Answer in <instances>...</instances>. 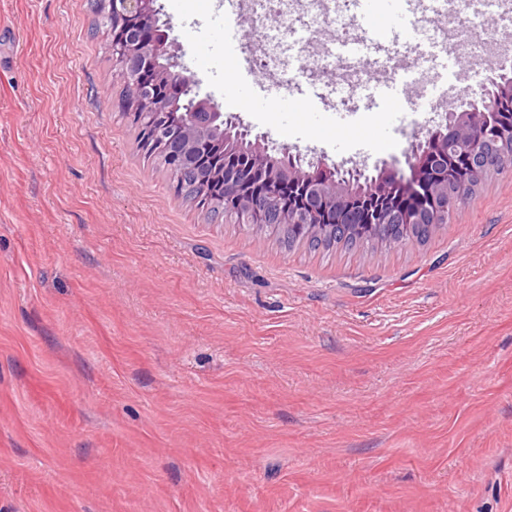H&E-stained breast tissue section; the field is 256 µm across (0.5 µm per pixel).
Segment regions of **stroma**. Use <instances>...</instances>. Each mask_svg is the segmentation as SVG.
I'll return each instance as SVG.
<instances>
[{
  "label": "stroma",
  "instance_id": "1",
  "mask_svg": "<svg viewBox=\"0 0 512 512\" xmlns=\"http://www.w3.org/2000/svg\"><path fill=\"white\" fill-rule=\"evenodd\" d=\"M158 3L201 96L344 171L408 174L479 96L440 75L417 125L366 90L344 119L302 72L364 29L244 18L230 60L219 0ZM96 19L0 0V512H512V166L426 245L281 249L173 195Z\"/></svg>",
  "mask_w": 512,
  "mask_h": 512
}]
</instances>
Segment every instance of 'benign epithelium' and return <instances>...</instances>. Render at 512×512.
I'll use <instances>...</instances> for the list:
<instances>
[{
  "label": "benign epithelium",
  "instance_id": "1",
  "mask_svg": "<svg viewBox=\"0 0 512 512\" xmlns=\"http://www.w3.org/2000/svg\"><path fill=\"white\" fill-rule=\"evenodd\" d=\"M156 0H106L113 24L124 30L134 27L137 38L121 39L112 45V65L126 88L130 111L138 117L147 147H156L173 162L171 173L183 178L180 164L192 162V189L199 196L213 192L221 182L224 198L237 202L239 212L224 219L259 233L258 224H309L316 226V212L321 208L339 214L355 202H384L393 195L394 186L386 179H373L362 185L352 178H337L328 172L315 178L303 167L302 155L296 162L282 164V158L269 153V146L248 138V131L224 118V113L205 99L192 100L180 109V128L162 121L158 97L182 100L193 93L197 81L188 69L172 60L162 39L158 38ZM512 101V80L505 73L490 70L481 83L479 99L469 108L448 109V137L466 158L473 180L481 183L512 163V129L503 131L494 118ZM224 135V155L231 164L218 170L206 162L194 160L196 144L209 133ZM447 155L446 144L421 142L409 159L410 176L398 180L406 204L400 210L376 213L374 224H436L448 221V205L458 199L448 198V186L430 181L429 159ZM293 186L304 196L305 206L288 208L284 204L285 186Z\"/></svg>",
  "mask_w": 512,
  "mask_h": 512
}]
</instances>
